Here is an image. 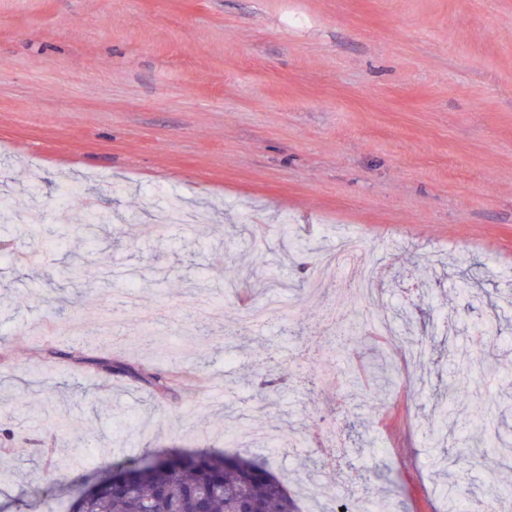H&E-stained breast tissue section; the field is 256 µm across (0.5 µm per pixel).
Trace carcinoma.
Here are the masks:
<instances>
[{"label":"carcinoma","mask_w":512,"mask_h":512,"mask_svg":"<svg viewBox=\"0 0 512 512\" xmlns=\"http://www.w3.org/2000/svg\"><path fill=\"white\" fill-rule=\"evenodd\" d=\"M71 226L58 224L38 230L28 240L45 248L46 239L59 245ZM115 375L149 383L157 392L171 391L181 378L175 367L159 373L121 361H91ZM153 467L129 461L122 479L96 478L92 495L77 494L70 512H299L283 480L260 458L208 450L152 453Z\"/></svg>","instance_id":"obj_1"}]
</instances>
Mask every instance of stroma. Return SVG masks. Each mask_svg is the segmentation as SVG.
<instances>
[{"mask_svg": "<svg viewBox=\"0 0 512 512\" xmlns=\"http://www.w3.org/2000/svg\"><path fill=\"white\" fill-rule=\"evenodd\" d=\"M0 197L25 225L77 227L24 265L26 236L0 222V512H56L113 462L227 445L269 457L302 512H448L449 481L475 510L488 475L512 488V0H0ZM173 200L206 224L157 231ZM92 209L111 223L81 227ZM344 231L427 346L384 392L373 359L403 365V346L338 341L352 319L326 313L345 294L319 258ZM268 275L301 335L242 327L226 283L257 304ZM461 350L490 370L437 443ZM101 356L203 378L162 395ZM328 370L337 387L316 385Z\"/></svg>", "mask_w": 512, "mask_h": 512, "instance_id": "1", "label": "stroma"}]
</instances>
